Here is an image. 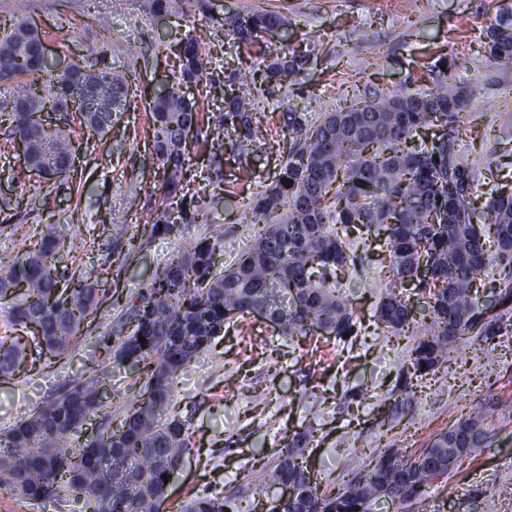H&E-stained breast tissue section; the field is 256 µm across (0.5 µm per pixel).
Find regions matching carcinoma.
Wrapping results in <instances>:
<instances>
[{"label":"carcinoma","instance_id":"carcinoma-1","mask_svg":"<svg viewBox=\"0 0 512 512\" xmlns=\"http://www.w3.org/2000/svg\"><path fill=\"white\" fill-rule=\"evenodd\" d=\"M286 24L276 13H234L224 17V34L250 45L260 34ZM41 42L37 27L0 20V100L10 121L5 135L26 143V160L13 180L21 184L30 169L48 182L67 180L75 169L63 161L77 153L71 123L98 134L109 131L110 115L72 112L86 84L103 102L125 112L132 105L129 84L109 68L75 62L60 78L34 55ZM492 62L512 63V6L498 10L486 28ZM175 81L148 102L153 151L163 169L160 205L150 235L173 234L186 220L210 223L207 212L189 218L179 196L188 187L189 133L199 126V100L183 87L214 82L199 43L182 40L174 51ZM313 49L284 48L265 58L260 83L280 84L307 70ZM439 59L435 87L379 94L328 112L305 124L293 108L284 115L291 147L277 178L244 204L251 246L228 268L217 271L215 257L224 234L181 248L153 281L129 300L109 349L119 366L148 370L153 391L124 407L121 423L110 430L103 419L96 437L84 445L71 438L105 410L101 379L80 377L61 395L37 408L0 436V489L27 500L52 501L66 490L84 500L86 512H160L167 478L189 451L190 436L174 410L180 373L199 359L212 339L224 333L227 313L280 312L282 334L305 335L316 327L340 340L358 335V319L349 298L346 273L362 258L345 235L366 236L385 230L390 279L379 296L374 317L382 335L419 332L400 375L401 390L412 394L414 380L430 374L448 351L464 339L486 343L512 327V194L492 196L477 211L474 195L479 171L468 162L460 123L470 94ZM262 89L224 92L218 129L230 138V150L266 151L267 128L256 116ZM443 132L417 142L425 127ZM36 241L0 269V300H10L9 325L28 333L0 338V377L11 378L34 361L62 360L87 339L98 311L100 281L89 272H60L66 245L57 225L46 224ZM498 268L499 289L488 304L479 295L487 259ZM424 299L423 317L411 316L409 286ZM145 342H140V338ZM479 409L435 436L411 454L397 441L379 450L366 468L338 490L324 491L304 467L312 432L288 436L272 458L269 483L287 487L291 498L276 497L269 512H369L388 489L411 507L436 480L430 455L464 460L488 445L491 435ZM236 497L197 496L183 512H240Z\"/></svg>","mask_w":512,"mask_h":512}]
</instances>
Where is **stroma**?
<instances>
[{"mask_svg": "<svg viewBox=\"0 0 512 512\" xmlns=\"http://www.w3.org/2000/svg\"><path fill=\"white\" fill-rule=\"evenodd\" d=\"M151 4L0 0V19L25 21L41 31L53 76H62L71 62L99 57L105 67L135 82L137 93L131 109L115 115L107 134L77 131L80 180L48 184L31 175L15 184L11 177L22 152L16 146L0 150V265L25 248L38 225L51 223L67 237L79 235L92 244L83 266L101 282L97 318L83 344L59 362L0 378V434L91 369L110 394L113 423H120L126 399L147 393L148 375L107 360L102 341L113 335L124 302L211 225L224 230L223 266L248 249L250 228L239 203L273 181L285 160L289 139L281 116L287 107H296L312 123L364 93L415 88L424 67L447 54L472 94L462 126L468 160L483 172L479 200L512 193V64L490 62L484 48L487 25L512 0H188L179 17L154 12ZM253 11L279 12L287 20L262 34L266 51L321 40L328 53L283 85L267 88L260 104L272 135L265 155H229L207 124L193 134L189 193L208 211L209 223L185 225L178 237L152 238L132 264H125L126 240L144 230L159 197L161 172L148 139L151 115L145 99L172 78L171 45L190 34L199 37L215 78L201 105L218 114L229 76L264 65L253 47L237 44L221 26L225 13ZM217 161L224 181L214 187L203 176ZM383 290L374 280L351 293L363 321L353 343L320 331L289 338L256 315L225 325L223 335L177 383L175 409L186 421L192 448L167 485L164 512H180L197 495L251 499L252 479L289 433L312 431L307 466L314 480L330 489L351 478L390 440L418 451L482 407L488 410L490 444L438 481L412 512H512V481L502 478L512 472V332L481 346L459 342L405 400L396 389L397 376L413 338H379L374 313ZM0 512H85V507L71 495L44 502L2 489Z\"/></svg>", "mask_w": 512, "mask_h": 512, "instance_id": "stroma-1", "label": "stroma"}]
</instances>
